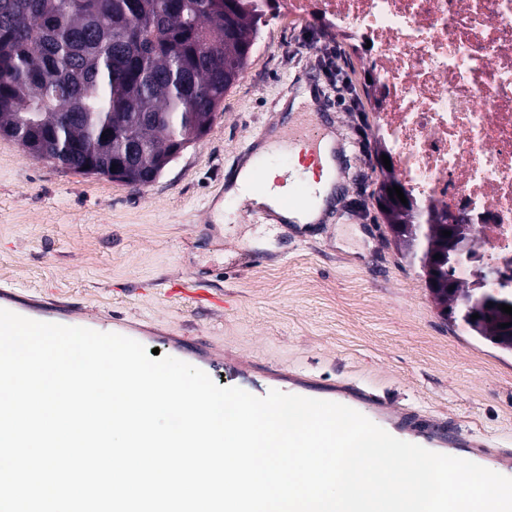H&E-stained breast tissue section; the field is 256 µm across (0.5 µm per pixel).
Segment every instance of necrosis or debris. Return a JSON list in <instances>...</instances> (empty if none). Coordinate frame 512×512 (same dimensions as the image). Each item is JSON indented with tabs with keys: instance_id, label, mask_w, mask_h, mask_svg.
<instances>
[{
	"instance_id": "1",
	"label": "necrosis or debris",
	"mask_w": 512,
	"mask_h": 512,
	"mask_svg": "<svg viewBox=\"0 0 512 512\" xmlns=\"http://www.w3.org/2000/svg\"><path fill=\"white\" fill-rule=\"evenodd\" d=\"M352 43L377 136L421 215L465 214L481 262H512V0H260Z\"/></svg>"
}]
</instances>
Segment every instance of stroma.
I'll use <instances>...</instances> for the list:
<instances>
[{
	"label": "stroma",
	"instance_id": "stroma-1",
	"mask_svg": "<svg viewBox=\"0 0 512 512\" xmlns=\"http://www.w3.org/2000/svg\"><path fill=\"white\" fill-rule=\"evenodd\" d=\"M362 82L361 58L333 31L270 18L208 134L150 185L72 173L0 138V283L106 326H144L159 336L160 355L181 338L260 377L292 372L323 388H366L406 420L444 417L512 455V354L442 314L401 259L375 202V122ZM304 87L341 142L342 181L303 233L257 223L222 191L247 145L287 127L292 115L279 104ZM177 279L223 293V307L165 296Z\"/></svg>",
	"mask_w": 512,
	"mask_h": 512
}]
</instances>
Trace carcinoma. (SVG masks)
<instances>
[{
  "label": "carcinoma",
  "instance_id": "1",
  "mask_svg": "<svg viewBox=\"0 0 512 512\" xmlns=\"http://www.w3.org/2000/svg\"><path fill=\"white\" fill-rule=\"evenodd\" d=\"M264 14L255 0H0V137L67 169L107 176L130 146L143 173L197 139L238 80ZM380 212L420 277L441 247V226ZM459 295L432 293L473 336L512 351L497 317L472 319Z\"/></svg>",
  "mask_w": 512,
  "mask_h": 512
}]
</instances>
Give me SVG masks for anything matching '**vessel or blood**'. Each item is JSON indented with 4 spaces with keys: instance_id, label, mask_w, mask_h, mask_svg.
<instances>
[{
    "instance_id": "b4317fda",
    "label": "vessel or blood",
    "mask_w": 512,
    "mask_h": 512,
    "mask_svg": "<svg viewBox=\"0 0 512 512\" xmlns=\"http://www.w3.org/2000/svg\"><path fill=\"white\" fill-rule=\"evenodd\" d=\"M286 136L289 142L300 145L307 150L308 161L313 163L319 162L321 145L326 137V130L317 119L309 114H302L296 122L289 126ZM166 293L168 296L183 299L199 308L209 309L224 303L223 296L216 294L213 289L204 287L196 281L181 280L171 282L166 288ZM0 308L41 322L79 326L92 330L98 327L95 318L81 309L65 308L50 302L23 303L17 299L11 289L6 287L0 289ZM175 350L177 353L192 358L196 367L206 374H213L216 369L221 367L227 368L228 371L234 373L237 377L238 388L254 396L263 397L269 392L268 387L257 384L251 376L248 367L239 362L224 359L223 355L211 351L192 348L182 342L176 343ZM289 391L295 395L334 401L357 411L361 410L362 406L365 405L377 407L379 414L389 429L404 431L408 435L410 442L421 446L434 443L438 432V423L434 420L430 421L427 428L424 429L403 424L399 415L392 412L386 406L379 404L376 395L358 388H351L338 393L332 390L319 391L310 385L296 382L290 386Z\"/></svg>"
}]
</instances>
